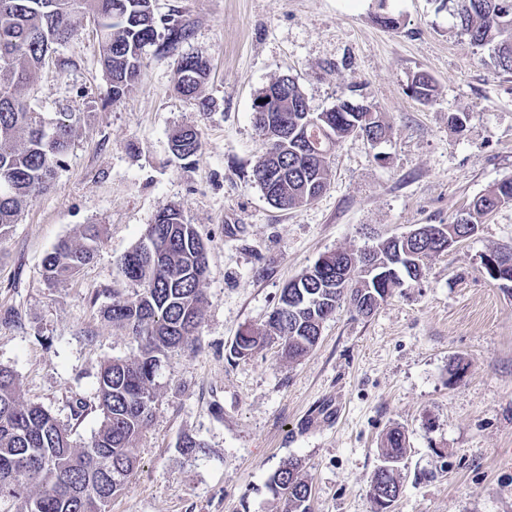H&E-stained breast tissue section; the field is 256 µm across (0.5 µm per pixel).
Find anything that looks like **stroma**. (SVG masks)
<instances>
[{
  "label": "stroma",
  "instance_id": "35a3bbf8",
  "mask_svg": "<svg viewBox=\"0 0 512 512\" xmlns=\"http://www.w3.org/2000/svg\"><path fill=\"white\" fill-rule=\"evenodd\" d=\"M152 5L191 35L176 52L147 51L138 85L120 101L88 13L75 15V35L24 92L30 111L79 122L49 187L0 236V365L17 374L23 398L72 424L75 440L98 430L102 363L138 353L102 310L113 292L135 293L120 260L173 205L207 245V303L198 342L162 362L138 470L108 512H282L269 483L290 458L312 483V512H377L369 480L392 428L406 436L392 512H512V289L483 267L490 251L512 250V203L372 315L342 303L302 359L282 358L274 338L248 356L231 353L238 333L265 327L283 286L320 256L454 223L512 179V73L459 34L451 0ZM385 14L396 27L379 23ZM187 53L210 62L208 110L175 89ZM420 72L435 81L427 103L409 92ZM285 75L317 112L361 85L390 126L375 145L338 141L326 191L287 210L252 177L266 151L253 103ZM459 112L468 115L460 130L448 121ZM187 126L202 147L181 160L170 141ZM86 224L100 227L94 259L48 283L45 255ZM79 401L88 410L76 420ZM189 438L203 449L185 447Z\"/></svg>",
  "mask_w": 512,
  "mask_h": 512
}]
</instances>
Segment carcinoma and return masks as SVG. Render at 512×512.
<instances>
[{"instance_id":"obj_1","label":"carcinoma","mask_w":512,"mask_h":512,"mask_svg":"<svg viewBox=\"0 0 512 512\" xmlns=\"http://www.w3.org/2000/svg\"><path fill=\"white\" fill-rule=\"evenodd\" d=\"M89 13L97 21L103 64L116 102L137 85L146 48L168 52L190 36L188 25L173 16L158 17L151 0H0V72L9 80L0 83V232L16 223L23 206L45 187L53 167L68 150L77 118L47 121L31 112L21 90L44 76L47 51L68 42L75 34L73 17ZM455 17L459 30L472 44L491 51L493 65L512 72V0H458ZM209 71L201 54L180 57L175 87L186 97L197 96ZM421 102L433 97L435 85L426 73L416 74L409 86ZM351 95L337 99L323 112L309 109L298 82L288 77L269 84L258 95L268 100L264 124L277 133L288 116V134L305 132L315 118L319 151L307 156L302 145H268L253 170V180L269 194L273 205L293 209L310 203L331 179L329 154L337 141L355 133L374 141L384 139L390 126L381 112H365ZM201 148L195 128L177 131L171 150L188 159ZM512 198V179L475 198L467 216L452 225L451 238L471 237L481 219L498 208L499 200ZM99 237L98 225L86 224L81 241L58 242L43 260L44 277L50 284L75 275L92 258ZM397 243L377 245L374 259L388 273L382 286L359 273L343 278L336 254L320 257L313 266L282 288L267 320L269 330L247 328L236 336L231 353L246 356L274 335L281 341V356L297 361L318 343L322 323L344 299L369 316L374 297L384 298L407 282L423 275L425 261L446 253L444 243L433 237L408 242L402 266H393ZM498 281L512 283V251L493 250ZM125 278L139 287L126 298L113 292L112 305L103 316L135 338L139 353L134 358H111L102 364L97 400L102 423L94 436L79 444L70 429L38 404L26 402L17 375L0 366V506L18 505L17 512H106L138 468L136 443L152 416L157 395L155 379L162 358L198 339L206 297L202 288L209 272L207 247L195 226L171 205L161 207L154 223L138 245L120 260ZM38 448L40 457L25 459L18 450ZM385 465L370 478V493L378 512H388L400 488L394 464L405 451V436L389 430L381 448ZM112 471V482L99 478ZM270 488L284 500L285 512H311V484L298 461L289 459L277 469Z\"/></svg>"}]
</instances>
